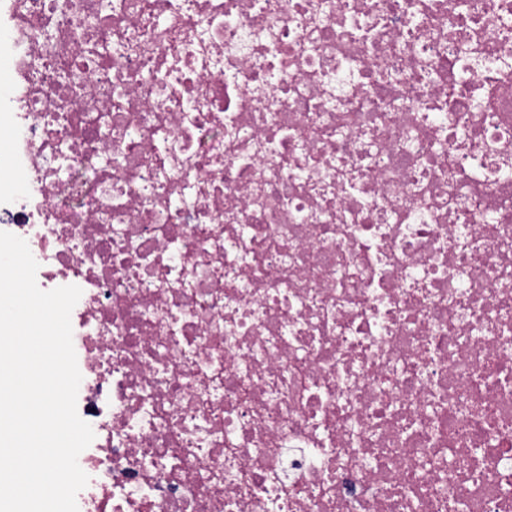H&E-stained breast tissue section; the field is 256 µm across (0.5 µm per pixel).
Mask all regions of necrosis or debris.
I'll return each instance as SVG.
<instances>
[{
    "mask_svg": "<svg viewBox=\"0 0 512 512\" xmlns=\"http://www.w3.org/2000/svg\"><path fill=\"white\" fill-rule=\"evenodd\" d=\"M0 74L79 512H512V0H0Z\"/></svg>",
    "mask_w": 512,
    "mask_h": 512,
    "instance_id": "1",
    "label": "necrosis or debris"
}]
</instances>
